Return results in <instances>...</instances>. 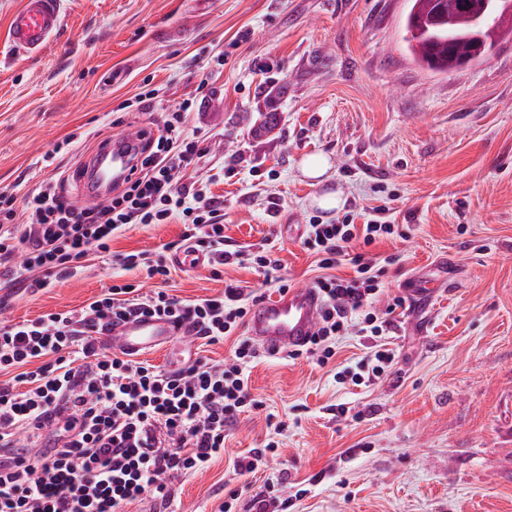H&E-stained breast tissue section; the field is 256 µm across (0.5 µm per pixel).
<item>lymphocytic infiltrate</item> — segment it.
<instances>
[{
    "label": "lymphocytic infiltrate",
    "mask_w": 512,
    "mask_h": 512,
    "mask_svg": "<svg viewBox=\"0 0 512 512\" xmlns=\"http://www.w3.org/2000/svg\"><path fill=\"white\" fill-rule=\"evenodd\" d=\"M162 113L149 128L136 164L105 203L76 205L67 178L25 198L30 220L15 223L17 197L0 191V282L38 293L75 277L90 254L124 269L143 268L158 290L115 284L80 310L48 312L33 320L0 321V512H122L151 494L168 501L170 479L209 467L224 452V429L245 411L260 408L250 369L260 351L239 330L258 300L226 284L222 294L183 300L167 286L175 270L169 254L191 248L204 254L212 273L249 263L265 275L279 267L273 248H224V208L184 183L202 158L198 135L184 133V113ZM181 217L178 239L156 257L113 253L114 237L131 224H165ZM396 224L346 215L336 224L308 225L305 250L323 269L319 323L308 344L290 351L323 366L351 328L374 336L390 328L405 303L386 291V267L364 247L400 235ZM355 274L336 276L342 261ZM133 316H167L188 322L204 344L232 340L230 359L198 357L179 375L145 360L102 351L98 336Z\"/></svg>",
    "instance_id": "f902f5d3"
}]
</instances>
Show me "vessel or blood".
<instances>
[{
	"label": "vessel or blood",
	"mask_w": 512,
	"mask_h": 512,
	"mask_svg": "<svg viewBox=\"0 0 512 512\" xmlns=\"http://www.w3.org/2000/svg\"><path fill=\"white\" fill-rule=\"evenodd\" d=\"M62 25L61 0H22L11 17L5 37L16 50L38 53L56 35ZM139 140L115 136L102 142L82 166V177L91 193L120 176H127ZM321 298L316 289L300 288L262 302L253 311L247 329L250 337L272 352L301 348L317 322ZM187 324L164 316L130 318L105 332L104 344L115 352L137 356L166 347L174 338L184 336Z\"/></svg>",
	"instance_id": "b4317fda"
}]
</instances>
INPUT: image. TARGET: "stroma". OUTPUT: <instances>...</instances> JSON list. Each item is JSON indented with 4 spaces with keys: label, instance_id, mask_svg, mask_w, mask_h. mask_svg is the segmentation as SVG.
Here are the masks:
<instances>
[{
    "label": "stroma",
    "instance_id": "stroma-1",
    "mask_svg": "<svg viewBox=\"0 0 512 512\" xmlns=\"http://www.w3.org/2000/svg\"><path fill=\"white\" fill-rule=\"evenodd\" d=\"M407 0H63L60 33L35 57L0 41V188L18 194L73 172L99 141L156 120L140 109L194 100L186 132L205 135L188 184L224 203V243L274 245L282 283L321 271L302 245L310 223L378 212L408 227L371 245L394 257L385 308L417 282L423 303L397 309L383 336L350 331L327 366L279 356L251 370L261 409L227 427L224 455L124 512H254L275 485L286 512H512V36L491 56L435 74L406 49ZM326 159L322 178L302 172ZM339 201L321 207L325 197ZM180 220L133 224L117 253L157 251ZM145 278L94 258L65 284L13 290L1 317L78 309L113 282ZM236 283L276 288L250 265L184 269L178 297ZM396 360L355 384L374 345ZM277 442V463L233 470Z\"/></svg>",
    "mask_w": 512,
    "mask_h": 512
}]
</instances>
